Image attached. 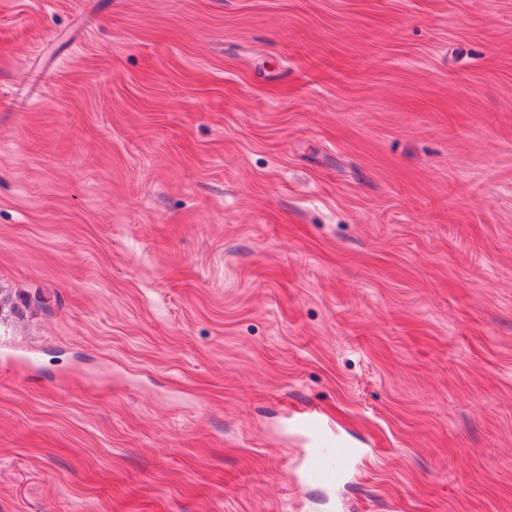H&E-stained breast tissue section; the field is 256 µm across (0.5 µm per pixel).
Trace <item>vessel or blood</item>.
Here are the masks:
<instances>
[{"label": "vessel or blood", "instance_id": "vessel-or-blood-1", "mask_svg": "<svg viewBox=\"0 0 512 512\" xmlns=\"http://www.w3.org/2000/svg\"><path fill=\"white\" fill-rule=\"evenodd\" d=\"M294 423L307 435L312 446L311 452L300 463L303 480L329 487L343 483L355 466L358 449L337 440L327 430L316 409L300 412Z\"/></svg>", "mask_w": 512, "mask_h": 512}]
</instances>
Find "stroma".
Segmentation results:
<instances>
[{
    "instance_id": "35a3bbf8",
    "label": "stroma",
    "mask_w": 512,
    "mask_h": 512,
    "mask_svg": "<svg viewBox=\"0 0 512 512\" xmlns=\"http://www.w3.org/2000/svg\"><path fill=\"white\" fill-rule=\"evenodd\" d=\"M1 293L0 512H512V0H0ZM294 424L307 435L311 447L315 448L301 460L303 480L329 487L343 483L355 466L359 450L348 448L337 440L314 408L300 412Z\"/></svg>"
}]
</instances>
